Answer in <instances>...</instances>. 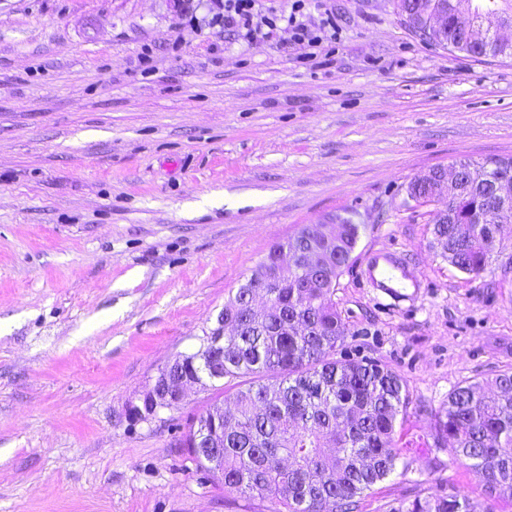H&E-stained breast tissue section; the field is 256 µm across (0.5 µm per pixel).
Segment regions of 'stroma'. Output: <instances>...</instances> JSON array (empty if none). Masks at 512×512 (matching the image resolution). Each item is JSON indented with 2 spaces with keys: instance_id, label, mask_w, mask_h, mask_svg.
I'll use <instances>...</instances> for the list:
<instances>
[{
  "instance_id": "stroma-1",
  "label": "stroma",
  "mask_w": 512,
  "mask_h": 512,
  "mask_svg": "<svg viewBox=\"0 0 512 512\" xmlns=\"http://www.w3.org/2000/svg\"><path fill=\"white\" fill-rule=\"evenodd\" d=\"M211 8L0 0V512H266L174 445L215 390L134 409L273 245L340 217L362 227L334 295L341 355L382 361L410 396L405 464L362 512L423 483L481 500L419 441L457 384L512 369V240L472 278L430 248L406 188L512 155V59L423 41L395 0H310L306 23L342 25L311 60L224 34ZM383 247L418 276L404 298L363 277Z\"/></svg>"
}]
</instances>
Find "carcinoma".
<instances>
[{
    "mask_svg": "<svg viewBox=\"0 0 512 512\" xmlns=\"http://www.w3.org/2000/svg\"><path fill=\"white\" fill-rule=\"evenodd\" d=\"M512 26V0H477ZM408 27L425 38L431 10L448 14V28L433 43L456 51V0H397ZM477 172L464 196L448 201V219L433 220L430 245L457 270L477 278L490 256L483 241L497 224H463L470 209L497 211L489 182L512 180V156L482 162L463 159ZM361 225L342 219L332 256L317 269L278 273L276 253L323 247L321 225L304 224L272 246L247 280L224 303V365L198 349L176 370L198 376L224 395V414L200 417L192 442L224 449L218 485L226 497L269 503L267 512H361L368 491L391 476L402 458L397 434L407 421L409 391L403 378L378 360L336 358L349 324L332 296L349 264ZM262 293L268 304L256 306ZM433 443L451 447L480 481L484 504L426 488L411 501H395L384 512H493V503L512 502V371L494 380H465L433 415Z\"/></svg>",
    "mask_w": 512,
    "mask_h": 512,
    "instance_id": "cac0c4a2",
    "label": "carcinoma"
}]
</instances>
